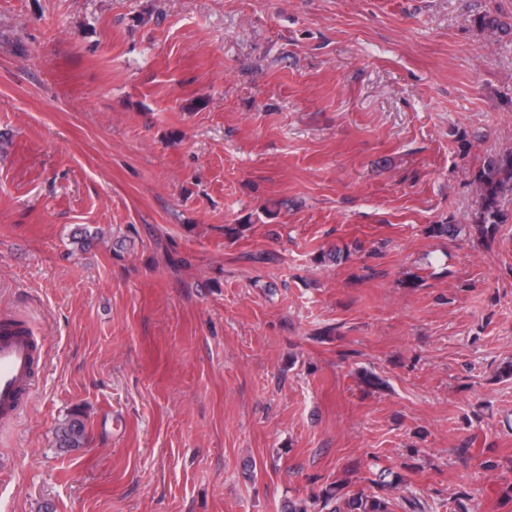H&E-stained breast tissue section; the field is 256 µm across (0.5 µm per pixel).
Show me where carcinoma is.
<instances>
[{
	"instance_id": "obj_1",
	"label": "carcinoma",
	"mask_w": 512,
	"mask_h": 512,
	"mask_svg": "<svg viewBox=\"0 0 512 512\" xmlns=\"http://www.w3.org/2000/svg\"><path fill=\"white\" fill-rule=\"evenodd\" d=\"M480 31L495 37L508 32L509 26L501 18L486 13L474 19ZM478 205L474 217L475 229L481 234L502 223L501 199L512 194V151L491 158L482 167L476 178ZM60 446L64 448H82L86 443V425L80 412L75 411L57 430ZM375 490L351 495H342L336 486L321 490L315 500L322 501L323 507L330 512H393L391 491L394 484L379 477L373 481Z\"/></svg>"
}]
</instances>
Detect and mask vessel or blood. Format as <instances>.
<instances>
[{
    "label": "vessel or blood",
    "mask_w": 512,
    "mask_h": 512,
    "mask_svg": "<svg viewBox=\"0 0 512 512\" xmlns=\"http://www.w3.org/2000/svg\"><path fill=\"white\" fill-rule=\"evenodd\" d=\"M45 359L25 323L0 321V423H11L29 400Z\"/></svg>",
    "instance_id": "1"
}]
</instances>
